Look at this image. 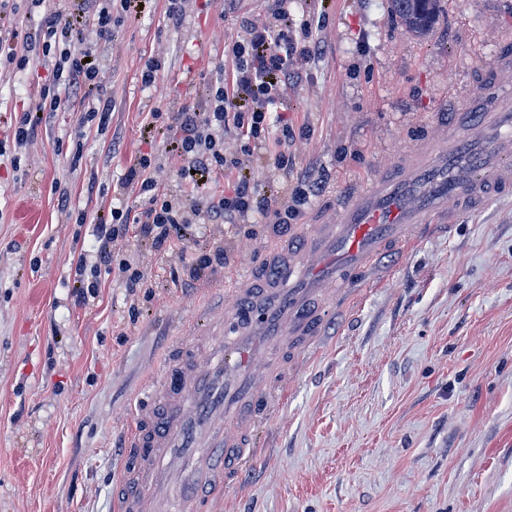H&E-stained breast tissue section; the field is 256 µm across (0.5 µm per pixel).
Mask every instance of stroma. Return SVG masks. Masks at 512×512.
<instances>
[{
	"label": "stroma",
	"instance_id": "stroma-1",
	"mask_svg": "<svg viewBox=\"0 0 512 512\" xmlns=\"http://www.w3.org/2000/svg\"><path fill=\"white\" fill-rule=\"evenodd\" d=\"M170 7L149 0L140 17L113 22L97 87L116 101L105 129L78 101L0 156V512H113L135 397L210 295L265 242L302 234L345 186L433 135L512 44V0H443L421 36L405 32L389 0H288L295 22L327 18L315 33L320 56L276 105L294 131L292 164L276 168L260 144L244 162L258 200L295 190L303 173L315 196L285 229L260 218L245 232L199 224L162 250L125 231L112 248L144 275L132 291L96 269L92 219L103 206L144 205L136 186L111 191L142 153L162 157L160 190L191 203L146 114L203 108L231 38L265 11L263 0H191L177 27ZM154 58L163 68L147 86L141 73ZM36 99L33 67L0 68V139ZM57 181L71 194L66 214ZM218 248L226 264L188 276L181 250ZM81 255L97 285L83 299ZM216 512H512V195L458 212L450 234L402 258L298 373L262 460Z\"/></svg>",
	"mask_w": 512,
	"mask_h": 512
}]
</instances>
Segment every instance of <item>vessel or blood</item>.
<instances>
[{
  "label": "vessel or blood",
  "mask_w": 512,
  "mask_h": 512,
  "mask_svg": "<svg viewBox=\"0 0 512 512\" xmlns=\"http://www.w3.org/2000/svg\"><path fill=\"white\" fill-rule=\"evenodd\" d=\"M511 75L505 46L442 138L398 153L301 237L271 243L233 278L223 316L188 327L178 357L138 400L121 457H138L139 470L121 474L115 512H211L228 477L260 459L264 427L296 375L335 341L336 313L385 287L391 258L451 229L454 210L512 193Z\"/></svg>",
  "instance_id": "obj_1"
}]
</instances>
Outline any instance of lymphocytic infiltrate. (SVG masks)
Listing matches in <instances>:
<instances>
[{"label":"lymphocytic infiltrate","mask_w":512,"mask_h":512,"mask_svg":"<svg viewBox=\"0 0 512 512\" xmlns=\"http://www.w3.org/2000/svg\"><path fill=\"white\" fill-rule=\"evenodd\" d=\"M11 0H0V56L7 61L27 63L29 54L42 49L49 54L51 67L40 87L35 110L16 119L13 140L16 147L27 146L36 134L44 112L67 109L74 98L90 100V115L107 122L116 102L109 97H91L90 92L103 68L102 57L94 55L86 41L89 36L102 40L112 37V9L120 7L129 16H138L146 0H82L78 14L69 13L61 0H35L46 7V22L33 39L17 43L27 15L11 7ZM285 0H270L268 20L244 24L242 35L232 38L230 73H217L208 88L204 109L185 107L162 127L166 153L180 158L177 175L197 202L185 206L178 199L160 192L152 177L156 164L142 154L127 171L124 180L138 183L148 200L141 211L130 213L112 208L93 219L101 248L103 265H117L129 289L139 288L141 275L126 262H114L109 243L119 227L134 226L140 236L152 238L155 247L164 248L174 238H185L195 224H237L259 212L272 224L288 221V209L281 201L259 205L253 172L243 169L238 155L228 152L227 142L247 140L273 142L274 160L279 169L288 167V141L292 129L287 121L272 123V109L283 86L303 78L301 65L314 57L318 46L313 22L293 29L284 8ZM237 177L226 191L210 192L209 178L226 172Z\"/></svg>","instance_id":"lymphocytic-infiltrate-1"}]
</instances>
